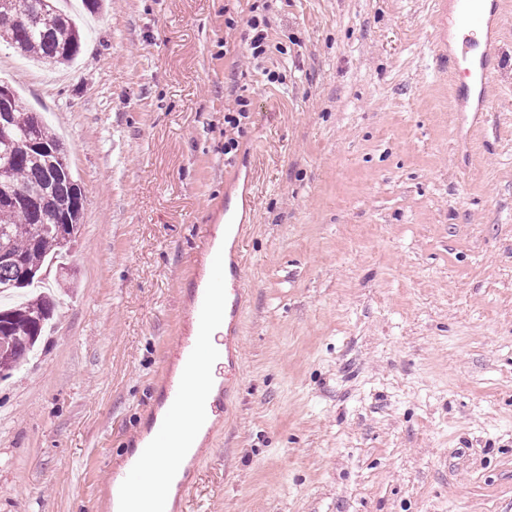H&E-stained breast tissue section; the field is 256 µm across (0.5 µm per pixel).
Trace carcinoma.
Returning <instances> with one entry per match:
<instances>
[{
  "label": "carcinoma",
  "instance_id": "carcinoma-1",
  "mask_svg": "<svg viewBox=\"0 0 512 512\" xmlns=\"http://www.w3.org/2000/svg\"><path fill=\"white\" fill-rule=\"evenodd\" d=\"M0 0V41L19 54L60 65L70 63L79 54L82 32L76 22L51 0L52 13L35 22L5 6ZM40 138L58 148L55 156L33 149L29 141L32 129ZM9 171L15 186L36 195L43 211L60 223L71 226V235L80 230L82 210L70 207L82 197L81 188L72 178L64 143L34 112L18 105L12 112L9 129L0 133V169ZM54 232L37 222L36 213L27 209L0 206V251L19 259L17 263L0 262V294L28 287L45 266L48 258L70 250ZM54 311V301L40 296L13 308H0V337L12 344L9 361L0 364V378L9 376L25 360L28 352L43 336Z\"/></svg>",
  "mask_w": 512,
  "mask_h": 512
}]
</instances>
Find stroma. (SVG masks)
Segmentation results:
<instances>
[{"label": "stroma", "instance_id": "1", "mask_svg": "<svg viewBox=\"0 0 512 512\" xmlns=\"http://www.w3.org/2000/svg\"><path fill=\"white\" fill-rule=\"evenodd\" d=\"M264 3L108 0L72 67L0 45L83 191L54 327L0 379V512H114L229 196L241 374L176 512H512V0L481 112L432 0ZM252 36L249 38V56L253 63L266 53L268 41L269 21L265 16H251L246 21Z\"/></svg>", "mask_w": 512, "mask_h": 512}]
</instances>
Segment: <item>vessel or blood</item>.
I'll list each match as a JSON object with an SVG mask.
<instances>
[{
	"mask_svg": "<svg viewBox=\"0 0 512 512\" xmlns=\"http://www.w3.org/2000/svg\"><path fill=\"white\" fill-rule=\"evenodd\" d=\"M479 0H434L437 25L435 40L440 49L448 47V15L456 13L461 27L483 33V51L479 59L464 69L467 84L461 85L459 94H467L470 87L482 86L492 81L496 64L497 43L493 33L483 32L482 19L477 8ZM212 268L221 274L220 286H206L194 298L198 335L193 338L177 337L173 352L180 364L178 378L169 379L164 393L168 399L167 419L160 423L139 456L128 458L121 469L112 472V490L124 501H135L149 481L147 464L158 449L178 448L190 451L193 436L206 420L207 402L200 394L197 368L209 356L203 335L210 323L225 320L229 327H236L243 309L241 307L245 281L238 257H225L222 250L212 253Z\"/></svg>",
	"mask_w": 512,
	"mask_h": 512,
	"instance_id": "b4317fda",
	"label": "vessel or blood"
}]
</instances>
